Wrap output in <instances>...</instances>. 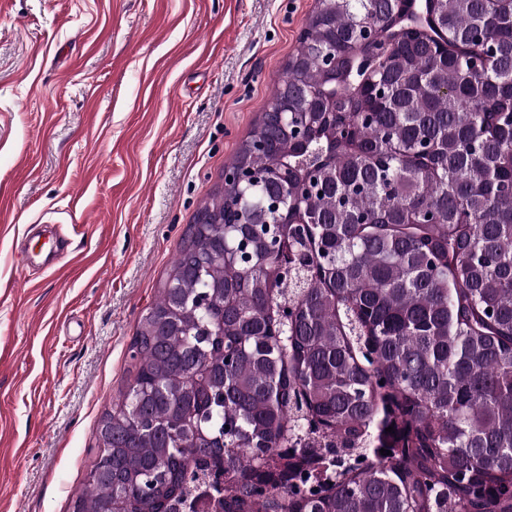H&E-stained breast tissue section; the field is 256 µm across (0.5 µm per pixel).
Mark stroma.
Masks as SVG:
<instances>
[{"instance_id":"1","label":"stroma","mask_w":512,"mask_h":512,"mask_svg":"<svg viewBox=\"0 0 512 512\" xmlns=\"http://www.w3.org/2000/svg\"><path fill=\"white\" fill-rule=\"evenodd\" d=\"M315 0H0V512H68L130 345ZM60 229L64 267L23 262Z\"/></svg>"}]
</instances>
